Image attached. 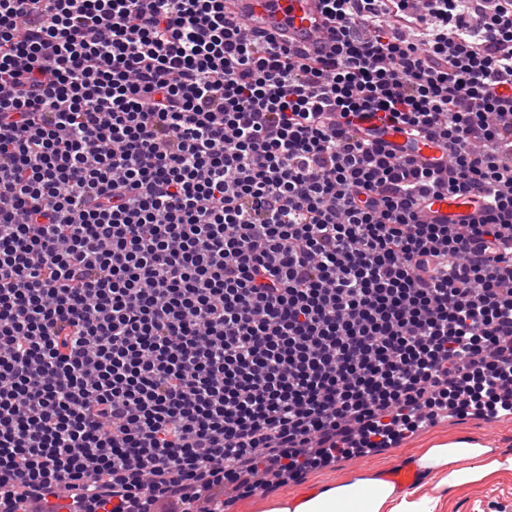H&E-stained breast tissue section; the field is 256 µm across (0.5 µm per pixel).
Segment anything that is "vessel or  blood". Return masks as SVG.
<instances>
[{"instance_id": "1", "label": "vessel or blood", "mask_w": 512, "mask_h": 512, "mask_svg": "<svg viewBox=\"0 0 512 512\" xmlns=\"http://www.w3.org/2000/svg\"><path fill=\"white\" fill-rule=\"evenodd\" d=\"M232 13L251 30L271 32L299 46L309 44L324 23L320 0H233ZM485 208L483 195L445 193L431 197L420 217L427 222L471 223L481 218Z\"/></svg>"}]
</instances>
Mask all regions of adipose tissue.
I'll use <instances>...</instances> for the list:
<instances>
[{
	"instance_id": "obj_1",
	"label": "adipose tissue",
	"mask_w": 512,
	"mask_h": 512,
	"mask_svg": "<svg viewBox=\"0 0 512 512\" xmlns=\"http://www.w3.org/2000/svg\"><path fill=\"white\" fill-rule=\"evenodd\" d=\"M417 480L408 488L371 471L323 484L295 499H272L262 512H446L444 494L512 474V454L475 437L434 440L410 460Z\"/></svg>"
}]
</instances>
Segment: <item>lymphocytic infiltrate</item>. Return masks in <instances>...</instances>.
Here are the masks:
<instances>
[{
	"label": "lymphocytic infiltrate",
	"mask_w": 512,
	"mask_h": 512,
	"mask_svg": "<svg viewBox=\"0 0 512 512\" xmlns=\"http://www.w3.org/2000/svg\"><path fill=\"white\" fill-rule=\"evenodd\" d=\"M224 2L0 0V512H224L512 413V0H320L322 50ZM429 208L419 213L426 222L440 221L442 224H460L478 221L486 208L483 194L454 196L443 193L430 198Z\"/></svg>",
	"instance_id": "lymphocytic-infiltrate-1"
}]
</instances>
